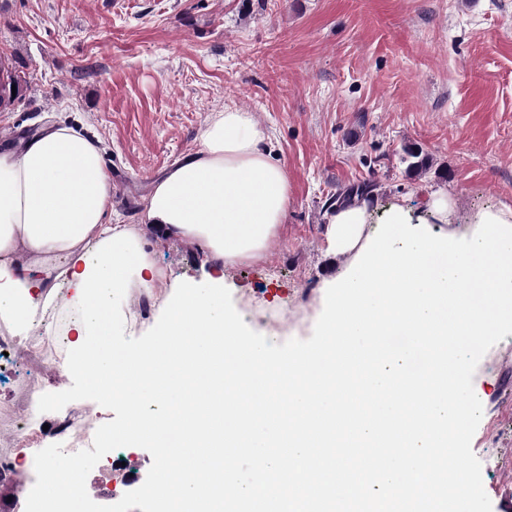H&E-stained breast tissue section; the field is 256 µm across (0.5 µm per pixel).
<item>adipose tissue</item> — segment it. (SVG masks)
Segmentation results:
<instances>
[{"instance_id":"1","label":"adipose tissue","mask_w":512,"mask_h":512,"mask_svg":"<svg viewBox=\"0 0 512 512\" xmlns=\"http://www.w3.org/2000/svg\"><path fill=\"white\" fill-rule=\"evenodd\" d=\"M251 112L228 107L207 119L199 147L157 179L148 194L138 243L150 232L197 245L215 265L264 250L286 218L288 174L267 149ZM112 176L99 141L61 123L24 146L0 151V313L26 335L58 285L75 291L85 258L121 230L105 221ZM371 214L361 203L329 218L336 253L365 244Z\"/></svg>"}]
</instances>
